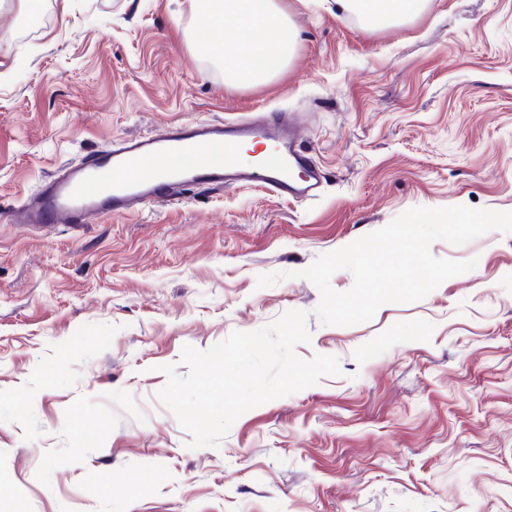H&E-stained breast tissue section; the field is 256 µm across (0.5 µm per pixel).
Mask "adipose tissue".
I'll list each match as a JSON object with an SVG mask.
<instances>
[{
    "instance_id": "ef3b65f1",
    "label": "adipose tissue",
    "mask_w": 512,
    "mask_h": 512,
    "mask_svg": "<svg viewBox=\"0 0 512 512\" xmlns=\"http://www.w3.org/2000/svg\"><path fill=\"white\" fill-rule=\"evenodd\" d=\"M422 0H349L376 25L411 17ZM192 23L199 30L221 29L223 42H201L197 50L218 62L225 82L250 87L281 73L297 32L280 0H192Z\"/></svg>"
}]
</instances>
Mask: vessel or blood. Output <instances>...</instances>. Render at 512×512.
<instances>
[{"label": "vessel or blood", "mask_w": 512, "mask_h": 512, "mask_svg": "<svg viewBox=\"0 0 512 512\" xmlns=\"http://www.w3.org/2000/svg\"><path fill=\"white\" fill-rule=\"evenodd\" d=\"M248 140L268 147L263 163L241 162L237 148ZM322 182L287 113L253 121H195L122 140L65 165L35 192L21 196L0 220L44 229L76 227L94 217L179 199L184 190L200 186L256 185L285 200L310 201L319 197Z\"/></svg>", "instance_id": "obj_1"}]
</instances>
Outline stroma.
<instances>
[{"label":"stroma","instance_id":"stroma-1","mask_svg":"<svg viewBox=\"0 0 512 512\" xmlns=\"http://www.w3.org/2000/svg\"><path fill=\"white\" fill-rule=\"evenodd\" d=\"M282 4L286 70L236 88L196 54L189 0H0V212L189 120L291 113L326 177L314 201L193 188L77 229L0 223V512H512V233L435 241L476 268L353 326L322 324L300 276L412 207L512 212V0L383 27ZM290 310L309 314L296 354L340 375L190 448L163 366Z\"/></svg>","mask_w":512,"mask_h":512}]
</instances>
